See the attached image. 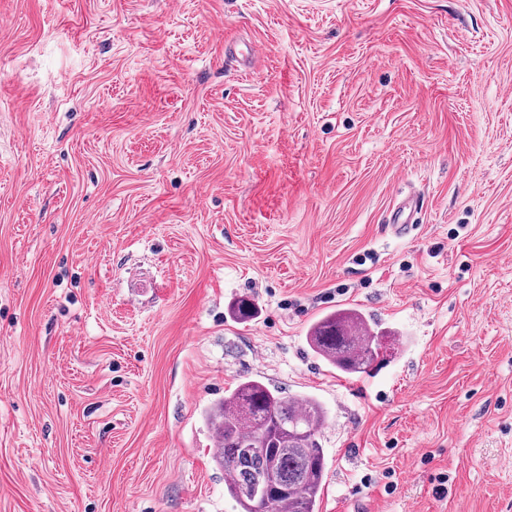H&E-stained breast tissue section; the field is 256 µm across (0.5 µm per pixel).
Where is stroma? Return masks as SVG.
<instances>
[{"instance_id":"35a3bbf8","label":"stroma","mask_w":512,"mask_h":512,"mask_svg":"<svg viewBox=\"0 0 512 512\" xmlns=\"http://www.w3.org/2000/svg\"><path fill=\"white\" fill-rule=\"evenodd\" d=\"M244 378L326 408L319 512H512V0H0V512H239ZM371 318L356 309H337L318 318L306 336L308 346L332 368L343 373H365L372 351L384 335L374 333Z\"/></svg>"}]
</instances>
